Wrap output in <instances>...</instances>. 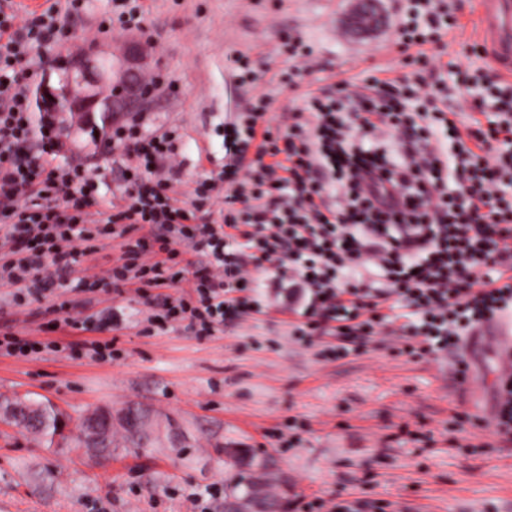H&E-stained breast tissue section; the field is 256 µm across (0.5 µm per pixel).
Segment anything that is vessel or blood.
<instances>
[{
	"label": "vessel or blood",
	"mask_w": 512,
	"mask_h": 512,
	"mask_svg": "<svg viewBox=\"0 0 512 512\" xmlns=\"http://www.w3.org/2000/svg\"><path fill=\"white\" fill-rule=\"evenodd\" d=\"M479 44L496 74L512 78V0H479ZM493 349L500 374L512 373V320L496 318L475 330L463 348Z\"/></svg>",
	"instance_id": "b4317fda"
}]
</instances>
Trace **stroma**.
Instances as JSON below:
<instances>
[{
  "mask_svg": "<svg viewBox=\"0 0 512 512\" xmlns=\"http://www.w3.org/2000/svg\"><path fill=\"white\" fill-rule=\"evenodd\" d=\"M138 27L117 30L114 0H83L67 19L70 30L33 81L32 90H60L73 54L119 55L132 40L145 48L142 72L163 83L145 102L154 126L178 127L182 191L224 166V124L253 96L270 98L271 124L300 112L307 93L343 81L361 83L367 71L402 76L399 52L402 0H372L377 24L351 25L355 0H139ZM461 26L444 34L427 54L438 65H478L470 48L476 0H451ZM108 27L94 43L88 27ZM301 38L316 56L314 71L298 88L282 84L288 62L282 37ZM239 51L257 72L253 85L237 86L224 53ZM111 126L66 119L60 161L86 168L102 199L121 182L108 146ZM83 268L66 277L82 316L115 310L123 328L119 354L90 361L67 354L36 359L0 355V400L23 398L54 407L63 435L46 439L0 419V512H190V499L223 487L241 495L260 478L266 460L270 491L288 512L317 498H360L386 503V512H512V444L472 416L470 404L492 407L495 357L471 356L465 389L452 386L447 359L414 361L375 339L359 354L324 363L314 350L289 344L280 302L244 322L235 334L197 338L179 326L155 336L137 335L148 308L135 296L79 288ZM45 305L18 308L0 286V329L25 328L35 340ZM133 408L148 416L153 441L131 448L123 434L111 452L93 455L70 447L78 419L108 410L120 422ZM297 420L298 440L281 447L273 434Z\"/></svg>",
  "mask_w": 512,
  "mask_h": 512,
  "instance_id": "1",
  "label": "stroma"
}]
</instances>
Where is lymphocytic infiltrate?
<instances>
[{"label": "lymphocytic infiltrate", "instance_id": "f902f5d3", "mask_svg": "<svg viewBox=\"0 0 512 512\" xmlns=\"http://www.w3.org/2000/svg\"><path fill=\"white\" fill-rule=\"evenodd\" d=\"M457 25L447 0H411L401 50L426 63L423 46ZM63 32L57 6L22 12L0 0V236L11 245L0 283L52 297L47 331H88L63 279L103 238L120 240L121 255L87 274L85 289L150 298V326L185 324L205 338L238 325L263 313L257 276L267 273L286 291L291 343L333 335L319 351L326 362L378 336L399 354L434 358L512 311V82L463 73L477 112L465 127L443 76L333 84L275 130L260 129L268 101L257 96L226 127L221 179L197 181L187 203L174 190L177 129H152L136 112L112 127L121 183L104 213L92 207L88 171L58 163L55 120L30 109V80ZM215 202L222 222H201ZM182 282L188 290L172 294ZM383 304L405 309L404 322L379 314ZM114 344L0 333L4 356L83 350L102 360Z\"/></svg>", "mask_w": 512, "mask_h": 512}]
</instances>
